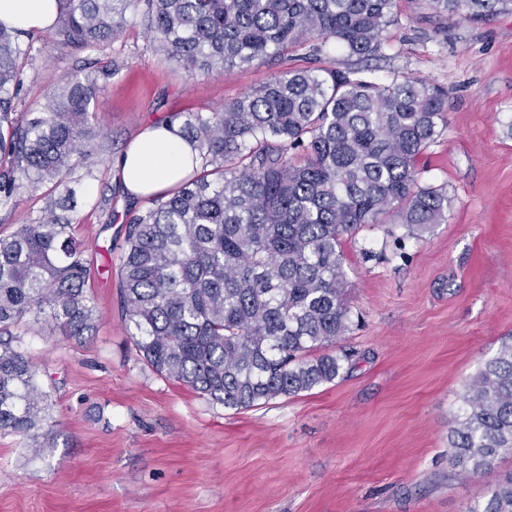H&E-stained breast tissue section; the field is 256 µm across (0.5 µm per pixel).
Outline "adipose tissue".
I'll use <instances>...</instances> for the list:
<instances>
[{"label":"adipose tissue","mask_w":512,"mask_h":512,"mask_svg":"<svg viewBox=\"0 0 512 512\" xmlns=\"http://www.w3.org/2000/svg\"><path fill=\"white\" fill-rule=\"evenodd\" d=\"M57 0H0V22L24 31L43 29L57 15ZM197 152L178 124L146 126L113 167L130 200L165 191L193 171Z\"/></svg>","instance_id":"1"}]
</instances>
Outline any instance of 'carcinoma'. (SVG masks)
<instances>
[{
  "mask_svg": "<svg viewBox=\"0 0 512 512\" xmlns=\"http://www.w3.org/2000/svg\"><path fill=\"white\" fill-rule=\"evenodd\" d=\"M395 0H58L46 37L83 52L114 40L131 10L167 60L193 78L332 44L376 58L398 22ZM471 22L512 0H427ZM0 22V207L51 185L44 215L0 235V430L48 424L39 372L16 345L28 319L76 340L99 321L90 264L74 235L68 175L92 174L90 105L120 67H83L39 111L16 112L29 48ZM198 151L193 175L128 211L117 299L138 356L226 409L295 397L340 377L333 351L350 329L345 240L393 217L420 238L448 222V195L419 185L416 162L448 123V89L410 74L383 82L359 68L292 69L215 112H174ZM512 455V342L466 386L448 457L466 474ZM465 512H512V470Z\"/></svg>",
  "mask_w": 512,
  "mask_h": 512,
  "instance_id": "obj_1",
  "label": "carcinoma"
}]
</instances>
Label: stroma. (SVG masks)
Instances as JSON below:
<instances>
[{
	"label": "stroma",
	"mask_w": 512,
	"mask_h": 512,
	"mask_svg": "<svg viewBox=\"0 0 512 512\" xmlns=\"http://www.w3.org/2000/svg\"><path fill=\"white\" fill-rule=\"evenodd\" d=\"M372 76L408 73L448 90V124L419 158L418 181L445 188L448 221L422 238L365 226L343 244L352 367L296 397L236 411L158 375L118 313L117 267L129 203L111 167L150 123L210 112L275 74L356 67L339 49L289 52L188 78L156 50L136 14L112 44L81 52L31 31L18 109L35 111L84 61L122 65L92 104V176L75 182V235L99 321L76 341L51 323L20 329L49 394L50 437L0 431V512H464L512 456L466 478L448 430L466 384L512 338V12L487 22L437 18L396 0ZM48 187L0 207V235L42 215ZM111 210L97 208L101 196Z\"/></svg>",
	"instance_id": "35a3bbf8"
}]
</instances>
